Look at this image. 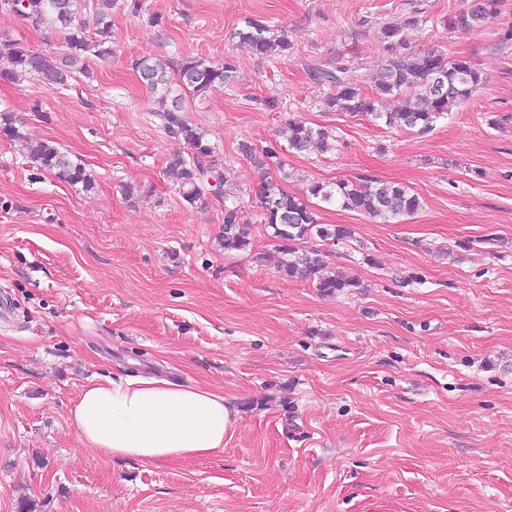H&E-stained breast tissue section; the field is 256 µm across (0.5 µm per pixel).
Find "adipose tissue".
<instances>
[{"instance_id":"obj_1","label":"adipose tissue","mask_w":512,"mask_h":512,"mask_svg":"<svg viewBox=\"0 0 512 512\" xmlns=\"http://www.w3.org/2000/svg\"><path fill=\"white\" fill-rule=\"evenodd\" d=\"M237 415L223 392L206 385L105 376L83 387L69 419L95 456L153 463L223 450Z\"/></svg>"}]
</instances>
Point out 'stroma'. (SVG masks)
I'll list each match as a JSON object with an SVG mask.
<instances>
[{"instance_id": "35a3bbf8", "label": "stroma", "mask_w": 512, "mask_h": 512, "mask_svg": "<svg viewBox=\"0 0 512 512\" xmlns=\"http://www.w3.org/2000/svg\"><path fill=\"white\" fill-rule=\"evenodd\" d=\"M83 2L108 50L89 76L0 78L26 137L96 180L59 182L0 135V512H512V0L467 32L448 21L468 0H115L104 38ZM412 17L416 45L467 58L479 92L423 136L328 110L310 65L374 73L378 29ZM249 18L287 33V57L233 39ZM0 38L66 50L3 0ZM143 55L237 58L234 83L181 103L241 202L247 250L219 246L221 198L187 207L167 175L185 146L154 117ZM295 119L332 129V149L289 152ZM245 144L279 153L290 193L369 176L422 205L378 224L318 204L321 223L354 231L331 270L360 282L320 295L277 269ZM157 374L235 400L223 451L142 464L83 449L68 422L82 387Z\"/></svg>"}]
</instances>
